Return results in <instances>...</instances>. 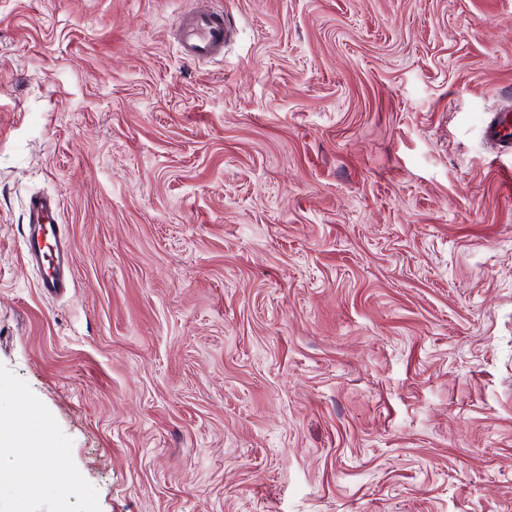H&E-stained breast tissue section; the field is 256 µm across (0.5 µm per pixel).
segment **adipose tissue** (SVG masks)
I'll return each mask as SVG.
<instances>
[{
  "label": "adipose tissue",
  "instance_id": "obj_1",
  "mask_svg": "<svg viewBox=\"0 0 512 512\" xmlns=\"http://www.w3.org/2000/svg\"><path fill=\"white\" fill-rule=\"evenodd\" d=\"M21 453L28 457L26 466L0 467V487L7 486L16 491L17 512H30L32 500L46 489L63 490L72 485L70 472L39 457L37 451L29 447L22 428H14L6 435L0 433V455Z\"/></svg>",
  "mask_w": 512,
  "mask_h": 512
}]
</instances>
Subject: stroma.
Here are the masks:
<instances>
[{
    "label": "stroma",
    "mask_w": 512,
    "mask_h": 512,
    "mask_svg": "<svg viewBox=\"0 0 512 512\" xmlns=\"http://www.w3.org/2000/svg\"><path fill=\"white\" fill-rule=\"evenodd\" d=\"M509 107L512 0H0V431L74 476L31 512H512ZM175 35L182 58L201 63L224 57L230 27L222 9L189 8L178 16ZM56 198L35 194L29 198L24 224V258L44 270L42 288L50 294L64 293L73 277V254L58 222Z\"/></svg>",
    "instance_id": "1"
}]
</instances>
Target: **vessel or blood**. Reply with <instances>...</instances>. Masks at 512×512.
Returning <instances> with one entry per match:
<instances>
[{"label": "vessel or blood", "mask_w": 512, "mask_h": 512, "mask_svg": "<svg viewBox=\"0 0 512 512\" xmlns=\"http://www.w3.org/2000/svg\"><path fill=\"white\" fill-rule=\"evenodd\" d=\"M175 35L182 58L201 63L223 57L230 27L222 9L190 8L178 16ZM58 210L56 198L32 195L23 229L24 257L43 268L42 286L51 294L64 293L73 277V254L58 222Z\"/></svg>", "instance_id": "1"}]
</instances>
